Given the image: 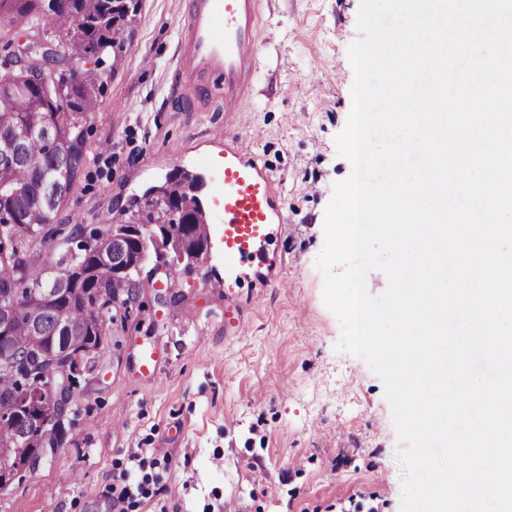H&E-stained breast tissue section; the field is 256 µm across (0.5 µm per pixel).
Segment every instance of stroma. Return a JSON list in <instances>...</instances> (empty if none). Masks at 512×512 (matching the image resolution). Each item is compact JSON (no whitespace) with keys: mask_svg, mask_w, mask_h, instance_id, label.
<instances>
[{"mask_svg":"<svg viewBox=\"0 0 512 512\" xmlns=\"http://www.w3.org/2000/svg\"><path fill=\"white\" fill-rule=\"evenodd\" d=\"M360 0H266L246 131L273 176L286 223L271 246L280 283L224 291L223 227L211 261L178 270L167 306L140 289L79 379L63 447L0 490V512H400L403 468L384 383L337 352L340 324L315 266L325 208L352 166L335 137L352 106L347 50ZM187 0H141L89 120L88 161L58 223L120 208L223 154L224 106L185 111L174 91ZM233 314L235 326L224 324ZM138 456L149 483L120 500Z\"/></svg>","mask_w":512,"mask_h":512,"instance_id":"stroma-1","label":"stroma"}]
</instances>
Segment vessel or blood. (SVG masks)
<instances>
[{
    "label": "vessel or blood",
    "mask_w": 512,
    "mask_h": 512,
    "mask_svg": "<svg viewBox=\"0 0 512 512\" xmlns=\"http://www.w3.org/2000/svg\"><path fill=\"white\" fill-rule=\"evenodd\" d=\"M178 35L176 93L191 105L224 103L226 117L246 109L256 77L254 47L264 0H188ZM208 205L224 227V286L237 287L246 267L274 269L267 246L285 218L275 182L236 136L224 139Z\"/></svg>",
    "instance_id": "vessel-or-blood-1"
}]
</instances>
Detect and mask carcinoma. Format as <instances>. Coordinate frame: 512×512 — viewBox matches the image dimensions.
Returning <instances> with one entry per match:
<instances>
[{"instance_id": "obj_1", "label": "carcinoma", "mask_w": 512, "mask_h": 512, "mask_svg": "<svg viewBox=\"0 0 512 512\" xmlns=\"http://www.w3.org/2000/svg\"><path fill=\"white\" fill-rule=\"evenodd\" d=\"M141 0H0V41L9 52L13 35L52 21L54 36L68 49L89 53L96 67L83 71L72 84L40 85L17 82L9 92L0 88V143L8 142L9 156L0 153V303L15 298L27 300L14 311L8 336L14 346L18 370L0 369V441L18 439L37 443L63 442L66 427L57 423L41 431L23 419L20 401L23 382L18 371L49 381L77 368L93 370L90 352L97 349L114 322L112 294L141 287L140 270L112 275V266L95 262L100 246L112 252L121 242L127 252L144 247L141 240L123 234L122 222L87 228L80 216L69 228L55 223L68 204L87 158V122L99 109L98 67L103 55L114 47L125 24L136 16ZM145 219L158 224L173 221L165 197L145 203L130 223ZM65 234L81 242L75 252H62L52 245ZM54 258L75 269L72 294L49 307L30 295L38 283L44 260ZM68 334L83 337L81 347L35 360L53 336L58 344Z\"/></svg>"}]
</instances>
